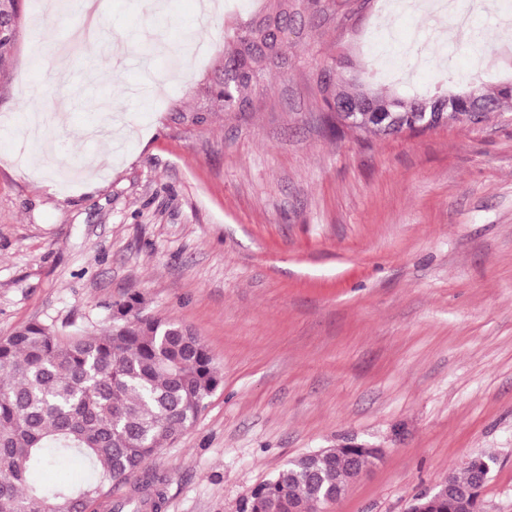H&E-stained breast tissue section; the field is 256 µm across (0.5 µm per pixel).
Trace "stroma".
<instances>
[{
    "mask_svg": "<svg viewBox=\"0 0 512 512\" xmlns=\"http://www.w3.org/2000/svg\"><path fill=\"white\" fill-rule=\"evenodd\" d=\"M383 2L336 0L349 25L307 33L251 112L197 105L258 0H111L78 53H33L22 27L0 76V336L98 330L135 293L221 375L149 462L163 512H242L289 460L350 443L383 460L324 512H406L475 455L483 512H512V113L327 136L315 54L369 81Z\"/></svg>",
    "mask_w": 512,
    "mask_h": 512,
    "instance_id": "stroma-1",
    "label": "stroma"
}]
</instances>
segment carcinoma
I'll return each mask as SVG.
<instances>
[{"label": "carcinoma", "mask_w": 512, "mask_h": 512, "mask_svg": "<svg viewBox=\"0 0 512 512\" xmlns=\"http://www.w3.org/2000/svg\"><path fill=\"white\" fill-rule=\"evenodd\" d=\"M21 10V0H0V15L14 22L13 37L0 41L1 75L19 37ZM328 21H336V0H300L287 8L262 0L258 13L230 28L198 111H253L261 82L288 64L291 41L282 30H296L299 40L306 28ZM344 65V56L331 52L310 72L325 134L398 137L434 130L422 123L424 113L440 111L442 84L432 96L402 98L345 77ZM482 95L496 113L512 112V91L499 86ZM219 384L194 330L146 314L136 294L112 303L100 335H60L29 323L0 336V512H52L63 502L88 512L124 486L129 496L111 502L110 512H161L160 480L146 465L193 425ZM69 463L91 476L46 480L45 466ZM353 476L346 447L306 454L259 486L242 512H289L293 502L310 512L313 503L344 492ZM478 479L476 465H465L438 487L451 483L465 493Z\"/></svg>", "instance_id": "1"}]
</instances>
